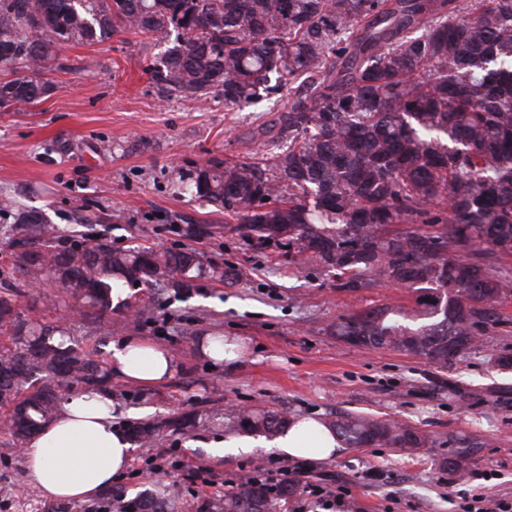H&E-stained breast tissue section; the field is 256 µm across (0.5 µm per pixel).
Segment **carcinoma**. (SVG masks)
Listing matches in <instances>:
<instances>
[{"instance_id":"cac0c4a2","label":"carcinoma","mask_w":512,"mask_h":512,"mask_svg":"<svg viewBox=\"0 0 512 512\" xmlns=\"http://www.w3.org/2000/svg\"><path fill=\"white\" fill-rule=\"evenodd\" d=\"M133 32L163 47L150 67L160 89L185 100L220 96L234 112L288 93L278 136L243 160L211 159L182 187L224 209L246 236L283 241L351 288L406 286L409 305L381 304L338 318L333 333L360 347L408 352L440 367L472 348L471 337L504 322L512 298V0H0V66L33 71L70 45ZM48 82H0V108L34 104ZM10 276L0 281V407L23 444L62 408L69 376L92 393L108 369L81 358L61 325L19 307L23 288L79 310L87 332L130 312L139 286L187 288L201 261L192 251H120L100 238L51 246L54 226L16 216ZM394 224L404 228L391 229ZM441 224L440 231L422 228ZM288 415L242 411L229 425L271 439ZM346 448L375 445L410 455L433 447L409 424L338 414L328 422ZM196 426L189 414L131 428L141 448L162 429ZM485 442L448 436V478L466 476ZM297 484L244 478L211 504L215 512H279ZM127 512L144 506L116 490Z\"/></svg>"}]
</instances>
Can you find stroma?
I'll use <instances>...</instances> for the list:
<instances>
[{
	"mask_svg": "<svg viewBox=\"0 0 512 512\" xmlns=\"http://www.w3.org/2000/svg\"><path fill=\"white\" fill-rule=\"evenodd\" d=\"M160 55V47L131 33L62 49L39 74L49 84L44 98L0 110V200L10 203L0 211V260L13 249L16 212L25 210L46 214L60 248L94 236L120 250L189 248L212 269L190 292H162L146 318L116 317L91 336L65 305L46 306L33 288L25 294L27 314L69 327L96 359L108 361L112 343L133 337L166 349L176 363L155 387L112 381L120 427L182 412L199 420L192 432H170L155 448L135 449L116 488L138 497L163 487L184 512H200L255 464L283 466L262 437L248 453H210L212 443L232 438L217 417L245 407L321 420L349 412L407 423L437 439L436 447L410 456L343 448L309 462L313 478L349 488L348 512H456L459 496L481 484L439 471L452 434L487 440L471 467L490 474L492 492L512 496V369L498 366L500 356H512V301L502 308L501 326L444 368L336 339L338 317L408 303L409 290L388 282L342 286L317 260L246 237L212 203L185 195L175 170L256 153L277 135L274 121L287 99L228 112L220 99L197 103L163 93L147 72ZM215 336L243 340L241 357L218 362L204 355L202 341ZM157 450L166 458L158 472L151 468ZM187 460L210 467L215 486L184 468ZM104 502L101 493L71 501L44 495L21 447L0 432V512H98Z\"/></svg>",
	"mask_w": 512,
	"mask_h": 512,
	"instance_id": "1",
	"label": "stroma"
}]
</instances>
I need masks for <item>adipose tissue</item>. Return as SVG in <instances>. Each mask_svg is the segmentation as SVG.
Listing matches in <instances>:
<instances>
[{"instance_id": "obj_1", "label": "adipose tissue", "mask_w": 512, "mask_h": 512, "mask_svg": "<svg viewBox=\"0 0 512 512\" xmlns=\"http://www.w3.org/2000/svg\"><path fill=\"white\" fill-rule=\"evenodd\" d=\"M110 364L115 375L143 386L165 382L174 369L168 351L135 338L112 343ZM337 448L330 429L310 417L292 419L275 440V451L284 458L322 460ZM23 453L35 483L45 495L62 501L95 495L118 480L132 459L130 442L113 422L107 391L71 396Z\"/></svg>"}]
</instances>
